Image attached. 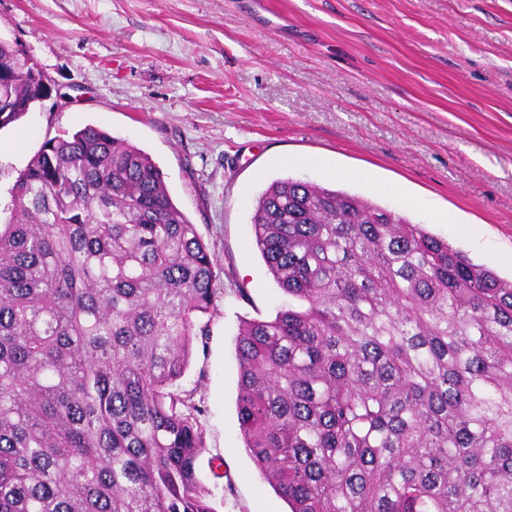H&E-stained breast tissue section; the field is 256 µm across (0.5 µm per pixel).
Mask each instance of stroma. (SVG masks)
I'll list each match as a JSON object with an SVG mask.
<instances>
[{
    "instance_id": "35a3bbf8",
    "label": "stroma",
    "mask_w": 512,
    "mask_h": 512,
    "mask_svg": "<svg viewBox=\"0 0 512 512\" xmlns=\"http://www.w3.org/2000/svg\"><path fill=\"white\" fill-rule=\"evenodd\" d=\"M0 38L53 89L0 130V200L47 139L97 125L151 157L215 255L181 381L215 512L287 509L237 415L241 325L288 303L251 230L273 181L366 198L512 279V0H0Z\"/></svg>"
}]
</instances>
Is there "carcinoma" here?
<instances>
[{"mask_svg":"<svg viewBox=\"0 0 512 512\" xmlns=\"http://www.w3.org/2000/svg\"><path fill=\"white\" fill-rule=\"evenodd\" d=\"M0 39V87L44 90ZM288 307L244 323L245 448L290 512H512V282L347 192L252 217ZM214 255L147 153L86 125L0 206V512H215L178 391Z\"/></svg>","mask_w":512,"mask_h":512,"instance_id":"obj_1","label":"carcinoma"}]
</instances>
